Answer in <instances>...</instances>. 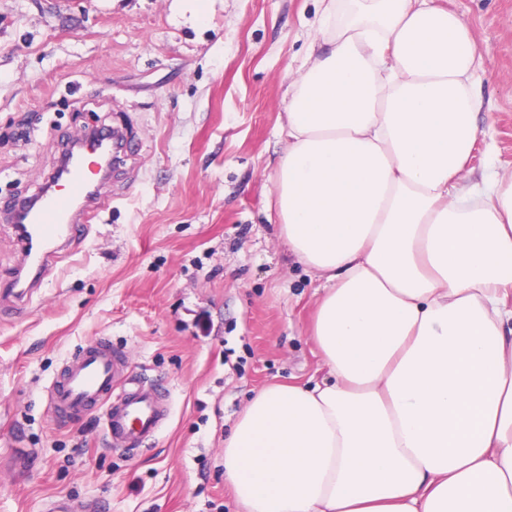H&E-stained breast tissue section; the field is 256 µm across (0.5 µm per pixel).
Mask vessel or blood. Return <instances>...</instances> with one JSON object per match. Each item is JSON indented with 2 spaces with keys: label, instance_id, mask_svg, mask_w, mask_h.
Listing matches in <instances>:
<instances>
[{
  "label": "vessel or blood",
  "instance_id": "obj_1",
  "mask_svg": "<svg viewBox=\"0 0 512 512\" xmlns=\"http://www.w3.org/2000/svg\"><path fill=\"white\" fill-rule=\"evenodd\" d=\"M88 168L83 158L71 166L69 203L51 195L36 205L26 198L9 205L10 215L28 216L16 232L34 275L44 274L59 243L72 239L75 225L93 223L108 206V198L93 191ZM165 400L162 384L130 372L123 350L104 337L81 346L46 391L47 406L58 421L101 411L105 434L127 452L143 449L158 433L166 419Z\"/></svg>",
  "mask_w": 512,
  "mask_h": 512
}]
</instances>
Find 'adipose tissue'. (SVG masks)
Segmentation results:
<instances>
[{"instance_id":"ef3b65f1","label":"adipose tissue","mask_w":512,"mask_h":512,"mask_svg":"<svg viewBox=\"0 0 512 512\" xmlns=\"http://www.w3.org/2000/svg\"><path fill=\"white\" fill-rule=\"evenodd\" d=\"M339 2L275 197L328 375L263 388L224 476L246 512H512V173L463 182L475 42L435 0Z\"/></svg>"}]
</instances>
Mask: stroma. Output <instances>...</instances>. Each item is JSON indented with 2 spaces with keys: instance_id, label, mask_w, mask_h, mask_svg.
Returning <instances> with one entry per match:
<instances>
[{
  "instance_id": "1",
  "label": "stroma",
  "mask_w": 512,
  "mask_h": 512,
  "mask_svg": "<svg viewBox=\"0 0 512 512\" xmlns=\"http://www.w3.org/2000/svg\"><path fill=\"white\" fill-rule=\"evenodd\" d=\"M469 26L483 108L465 181L512 172V0H438ZM325 0H0V203L38 192L66 143L126 128L133 148L27 304L0 221V512L63 497L107 512H243L224 440L272 382L327 370L312 338L322 281L267 220L288 88L321 43ZM109 337L163 382L147 449H114L99 411L62 423L45 390Z\"/></svg>"
}]
</instances>
